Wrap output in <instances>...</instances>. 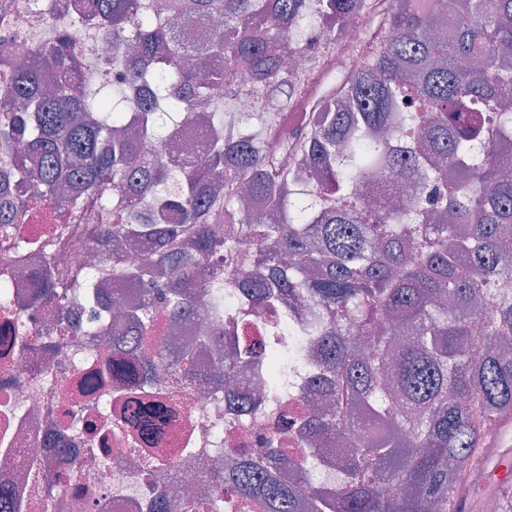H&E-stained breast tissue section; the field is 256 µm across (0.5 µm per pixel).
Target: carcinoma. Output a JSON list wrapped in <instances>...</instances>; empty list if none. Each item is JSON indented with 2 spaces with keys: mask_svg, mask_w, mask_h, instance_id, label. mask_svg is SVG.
Wrapping results in <instances>:
<instances>
[{
  "mask_svg": "<svg viewBox=\"0 0 512 512\" xmlns=\"http://www.w3.org/2000/svg\"><path fill=\"white\" fill-rule=\"evenodd\" d=\"M356 0H86V13L112 41L119 76L113 100L87 88L68 93L80 62L60 34L10 80L23 105L0 112V150L18 181L0 204V226L14 208L73 207L110 186L116 222L94 226L92 249L126 238L150 247L147 261L112 256L103 274L92 266L71 278L47 268L36 275L38 301L63 309L71 289L92 307L86 331L103 335L100 310L112 284L144 288L128 316L136 342L112 337V360L130 357L145 371L165 368L185 384L196 372L172 360L155 328L154 307L178 319L209 303L211 327L199 345L224 343V299L236 297L259 318L285 304L288 323L307 336L316 358L275 354L266 392L291 394L303 363L321 366L310 386L328 393L322 411L296 416L309 445L293 457L270 448L224 469L238 509L259 512H465L468 473L483 455L484 427L512 415V180L487 140L491 121L512 132V0H392L365 69L321 91L338 108L317 123L288 99L259 132L250 129L280 89L293 35L310 26L343 27ZM453 37L444 33L448 12ZM169 17L222 25L188 46ZM252 76L253 110L227 114L192 108L237 70ZM133 120L136 136L125 124ZM203 147L189 167L166 158L171 129ZM427 183L405 211L368 206L361 185L375 176ZM263 197L262 223L237 212L234 187ZM315 193L329 194L318 208ZM224 219V231L214 224ZM243 237L255 249L224 266ZM349 312L351 323L342 322ZM486 344L475 347L471 323ZM373 347L360 354L356 337ZM399 403V422L387 419ZM369 427L361 437L347 421ZM354 451L336 457L329 488L284 483L280 470L309 482L330 434ZM202 500L163 499L155 512H202Z\"/></svg>",
  "mask_w": 512,
  "mask_h": 512,
  "instance_id": "obj_1",
  "label": "carcinoma"
}]
</instances>
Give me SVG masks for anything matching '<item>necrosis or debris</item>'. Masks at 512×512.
<instances>
[{
	"label": "necrosis or debris",
	"instance_id": "obj_1",
	"mask_svg": "<svg viewBox=\"0 0 512 512\" xmlns=\"http://www.w3.org/2000/svg\"><path fill=\"white\" fill-rule=\"evenodd\" d=\"M62 18L47 13L43 0H11L9 18L0 26V94H5L17 64L68 32L82 60L77 88L112 75V45L92 33L83 19L84 0H64ZM378 17L361 8L349 19L338 42L347 69L365 67L362 37L375 31ZM37 222L60 224L64 233L47 253L27 255L24 264L9 257L11 239L0 234V366L13 376L0 378V494L12 504L36 503L35 512H149L156 494L186 501L222 493L218 479L232 460L276 442L290 455L304 452L300 439L275 434L268 424L288 401L266 398L262 383L271 358L262 354L247 367L230 362L239 337L225 340L220 351L196 352L194 364L203 379L194 387L179 385L162 372L145 383L141 366L112 367V343L84 336L66 338L68 354L47 359L42 343L62 337L64 323L56 308L33 313L21 307L19 294L33 295V272L44 266L66 276L87 260L90 220L47 210ZM97 374L112 392L113 408L125 415L104 417L95 405L80 410L76 424L56 426L67 417L84 376ZM108 426L106 438L90 434L88 424ZM74 459L77 472L50 500H43L46 480Z\"/></svg>",
	"mask_w": 512,
	"mask_h": 512
}]
</instances>
